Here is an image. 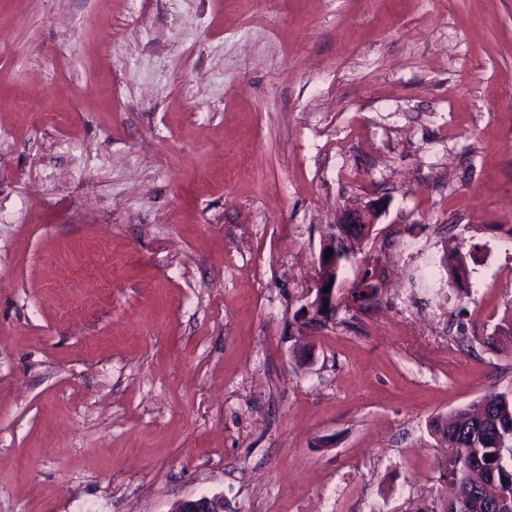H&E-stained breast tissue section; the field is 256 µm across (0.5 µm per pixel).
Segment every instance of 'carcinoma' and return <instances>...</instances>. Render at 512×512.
I'll return each instance as SVG.
<instances>
[{"instance_id":"cac0c4a2","label":"carcinoma","mask_w":512,"mask_h":512,"mask_svg":"<svg viewBox=\"0 0 512 512\" xmlns=\"http://www.w3.org/2000/svg\"><path fill=\"white\" fill-rule=\"evenodd\" d=\"M433 431L455 449L445 462L440 512H498L489 490L512 497V395L501 392L448 414Z\"/></svg>"}]
</instances>
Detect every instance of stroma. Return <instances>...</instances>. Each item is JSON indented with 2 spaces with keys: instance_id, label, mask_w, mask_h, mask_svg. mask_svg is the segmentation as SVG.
<instances>
[{
  "instance_id": "stroma-1",
  "label": "stroma",
  "mask_w": 512,
  "mask_h": 512,
  "mask_svg": "<svg viewBox=\"0 0 512 512\" xmlns=\"http://www.w3.org/2000/svg\"><path fill=\"white\" fill-rule=\"evenodd\" d=\"M0 27L27 104L0 112V512H437L431 421L512 392V0H0ZM384 201L377 199L366 203L362 207L345 210L338 224H344L341 239L345 246L356 241L355 234L361 230L359 224H366L365 232H371L373 224H377L379 217L384 212ZM354 246L351 245L348 250L337 246L336 254V236L334 239H327L322 245V255L320 258L319 277L314 288L315 295L311 302L306 306L304 316L308 321L314 318L316 322H326L332 320L336 315V255L340 264L342 260H346L350 253H353ZM332 248L333 253L330 254L329 260H325L324 254ZM331 286L330 291H325V287ZM170 512H224V497L200 496L177 503Z\"/></svg>"
}]
</instances>
